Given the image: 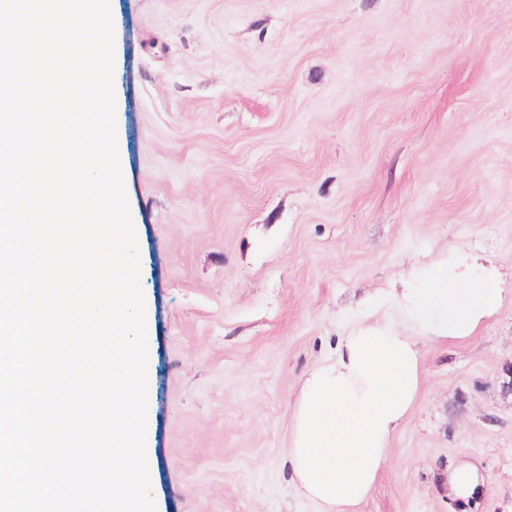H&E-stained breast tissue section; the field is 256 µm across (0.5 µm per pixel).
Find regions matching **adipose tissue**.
I'll return each instance as SVG.
<instances>
[{"label": "adipose tissue", "mask_w": 512, "mask_h": 512, "mask_svg": "<svg viewBox=\"0 0 512 512\" xmlns=\"http://www.w3.org/2000/svg\"><path fill=\"white\" fill-rule=\"evenodd\" d=\"M390 295L401 322L355 323L298 390L286 455L319 512H355L372 491L416 400L422 344L469 339L502 301L492 273L456 249Z\"/></svg>", "instance_id": "1"}]
</instances>
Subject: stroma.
<instances>
[{"mask_svg": "<svg viewBox=\"0 0 512 512\" xmlns=\"http://www.w3.org/2000/svg\"><path fill=\"white\" fill-rule=\"evenodd\" d=\"M110 7L156 512H317L285 453L303 377L453 248L502 302L425 345L358 512H512V0ZM448 484L457 494L471 495L479 486V476L473 467L464 463L449 476Z\"/></svg>", "mask_w": 512, "mask_h": 512, "instance_id": "35a3bbf8", "label": "stroma"}]
</instances>
